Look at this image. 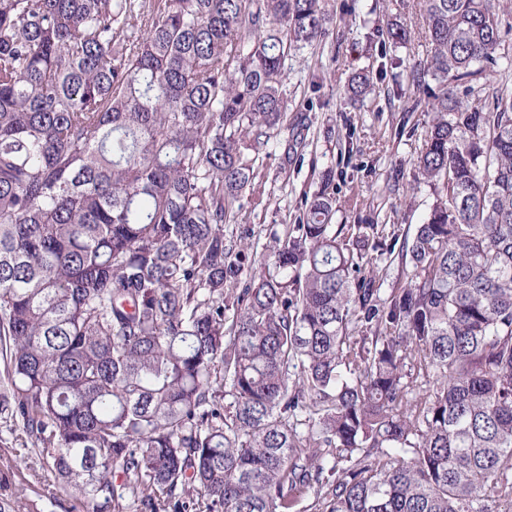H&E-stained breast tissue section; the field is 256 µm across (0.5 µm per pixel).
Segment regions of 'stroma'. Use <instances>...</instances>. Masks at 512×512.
<instances>
[{"label": "stroma", "instance_id": "1", "mask_svg": "<svg viewBox=\"0 0 512 512\" xmlns=\"http://www.w3.org/2000/svg\"><path fill=\"white\" fill-rule=\"evenodd\" d=\"M416 3L328 0L338 18L335 37L289 60L287 126L256 163L263 202L243 198L237 222L224 228L227 246H248L244 276L263 271L270 245L296 224L306 197L319 188L320 172L333 166L335 224L382 225V287L406 284L402 246L433 200L414 168L429 115L408 90L411 71L426 58V44L419 38L396 47L384 30L393 20L423 29ZM387 56L394 58L393 67L377 77L364 102L351 101L343 87L352 74L378 68ZM26 445L22 431L0 421V501L10 502L14 512H76L72 493L25 456Z\"/></svg>", "mask_w": 512, "mask_h": 512}]
</instances>
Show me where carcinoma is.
Returning <instances> with one entry per match:
<instances>
[{
    "label": "carcinoma",
    "mask_w": 512,
    "mask_h": 512,
    "mask_svg": "<svg viewBox=\"0 0 512 512\" xmlns=\"http://www.w3.org/2000/svg\"><path fill=\"white\" fill-rule=\"evenodd\" d=\"M420 8L434 199L385 295L331 169L264 273L225 244L326 0H0V419L79 512L512 505V91L469 101L499 15Z\"/></svg>",
    "instance_id": "cac0c4a2"
}]
</instances>
